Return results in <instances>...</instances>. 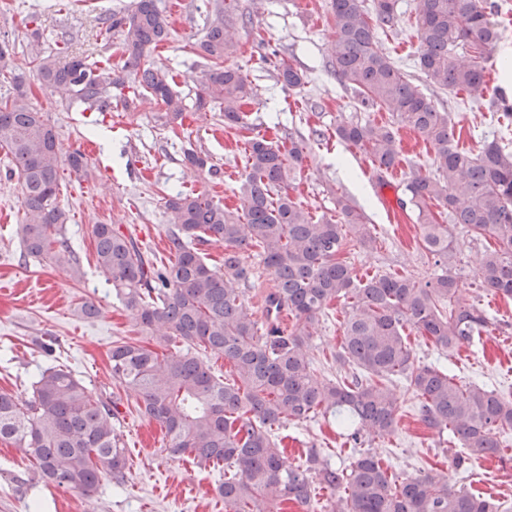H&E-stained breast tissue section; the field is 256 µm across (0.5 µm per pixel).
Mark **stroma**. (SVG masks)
Masks as SVG:
<instances>
[{"instance_id":"35a3bbf8","label":"stroma","mask_w":512,"mask_h":512,"mask_svg":"<svg viewBox=\"0 0 512 512\" xmlns=\"http://www.w3.org/2000/svg\"><path fill=\"white\" fill-rule=\"evenodd\" d=\"M135 0H0V41L14 50V68L25 78L32 105L56 130L62 154L78 150L88 160V172H64L58 202L68 214L64 234L83 276L73 280L61 267L26 257L16 227L21 223L20 185L12 175L11 158L0 148V391L27 398L38 372L53 364L67 365L96 401H117L116 426L127 448L130 470L122 486L107 484L92 495L38 483L26 489L12 475L30 468L24 449L0 442V512H229L215 491L219 472L188 458L170 457L167 439L157 422L137 410L134 393L112 380L109 352L115 341L147 342L133 313L116 298L96 266L94 225L109 224L132 239L152 261H165L168 215L164 197L171 191L203 192L226 208H235L246 163L248 138L265 137L276 144L287 137L304 148L306 159L296 181L294 197L314 216L336 214V199L351 198L370 220L377 238L374 248L350 242L345 252L358 278L376 274H405L419 281L441 274L424 256L416 210L406 202L407 168L429 173L433 147L412 131L399 132L404 166L390 182L400 209L386 205L372 177L370 159L337 140L341 122L386 123L384 111L367 112L333 72L334 27L329 0H238L225 10L224 22L237 44L228 63L246 76L252 96L244 105L248 128H228L216 109L195 107L204 70L199 44L204 36L205 0H186L173 13L172 0H157L169 12L174 32L170 40L146 50L145 63L172 71L175 92L186 110L182 121L163 125L159 108L140 87L134 69L123 66L122 41L109 27L112 11L132 8ZM492 19L501 33L495 60L486 64L490 84L483 103L465 94L434 90L414 66L419 46L415 16L418 0H398L399 24L379 34L378 49L434 95L441 108L457 121L460 147L476 151L494 140L512 150V116L497 105L499 94L512 100V79H504L500 57H512V0H493ZM43 54H70L88 61L111 63L122 70L125 84L112 92V109L95 112L59 92L43 90L32 63L31 45ZM294 57L304 72L303 85L288 89L277 79V57ZM131 99L124 109L123 99ZM205 153L212 171H192L184 152ZM455 242L452 272L461 296L484 312L489 325L453 356H446L415 328L406 335L418 363L448 368L458 382L475 383L512 397V299L480 288L476 263L492 239L474 236L461 225L449 227ZM242 261L249 271L243 301L257 322L265 320V297L274 286L257 249L246 248ZM93 303L97 317L81 312ZM350 307L336 300L319 315L307 353L318 379L336 377L333 355L342 343L343 324ZM395 432L369 436L359 444L346 442L331 415L306 422H287L276 431L286 465L302 464L308 449H319L332 464H348L358 451L372 452L393 479L435 468L450 487L512 503V431L500 437L498 457L479 461L459 472L448 460L459 443L451 434L426 429L413 412L412 393L402 392Z\"/></svg>"}]
</instances>
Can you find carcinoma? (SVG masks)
<instances>
[{"label": "carcinoma", "instance_id": "obj_1", "mask_svg": "<svg viewBox=\"0 0 512 512\" xmlns=\"http://www.w3.org/2000/svg\"><path fill=\"white\" fill-rule=\"evenodd\" d=\"M397 0H330L334 25L336 80L367 110H385L391 123L342 122L336 138L367 155L374 166L391 171L401 164L398 128L415 132L435 151L433 170L413 171L406 180L409 201L418 211L421 248L446 271L421 283L398 274L357 278L344 258L348 238L364 247L376 243L366 217L349 198L336 202L340 220L315 218L290 193L304 162L299 143L288 149L263 137L248 140L236 211L204 193L173 192L165 197L171 258L155 264L110 224L92 234L96 264L116 297L130 311L159 353L139 342L112 346V379L134 392L138 411L164 428L173 457L224 468L218 493L231 512H277L294 501L306 512H512V506L448 486L439 471L423 469L400 484L390 483L380 461L361 453L336 467L308 449L305 463L284 468L274 427L329 413L353 442L366 434L396 430L400 409L394 381L403 379L416 398V416L428 429L458 437L461 451L452 460L466 470L494 457L501 434L512 431V401L477 384H460L444 368L420 365L404 336L416 328L437 350L453 354L488 324L476 307L461 299L449 266L455 257L448 225L493 237L498 247L485 252L476 275L482 288L512 298V151L491 142L474 153L455 144L456 122L438 107L414 78L376 48L378 30L398 22ZM487 0H418L417 66L431 85L473 98L486 93L484 63L500 33L489 19ZM110 28L121 33L124 68L139 70L141 88L162 106L159 119H181L184 105L166 69L141 65L145 50L172 34L169 16L156 0H136L130 11L112 12ZM210 61L195 105L216 104L224 125L245 126L244 101L250 95L239 69L224 65L234 53L224 32V7L217 3L206 19L200 43ZM12 47L0 43V75L10 77L14 95L0 103V148L15 165L21 185L22 223L17 235L25 253L51 257L79 269L64 236L67 216L58 203L60 168L87 174L78 150L61 160L57 135L29 101L24 80L12 74ZM42 85L71 99L112 111V89L124 78L74 56L64 65L33 48ZM277 78L290 89L304 73L289 59L276 64ZM224 245V273L205 262L197 244ZM260 249L274 289L266 301V326L258 332L241 299L248 280L240 250ZM351 300L343 324L341 351L334 362L345 376L315 377L304 347L327 305ZM294 315L288 331L282 312ZM224 358L232 378L212 371L199 351ZM115 403L92 401L82 381L65 365L42 370L25 400L0 391V440L23 448L31 473L15 477L25 486L35 475L46 483L86 495L102 482L122 485L127 450L116 433ZM344 488L346 496L319 506V491Z\"/></svg>", "mask_w": 512, "mask_h": 512}]
</instances>
